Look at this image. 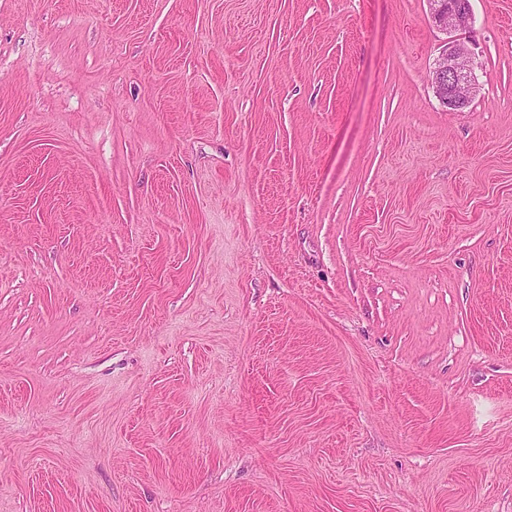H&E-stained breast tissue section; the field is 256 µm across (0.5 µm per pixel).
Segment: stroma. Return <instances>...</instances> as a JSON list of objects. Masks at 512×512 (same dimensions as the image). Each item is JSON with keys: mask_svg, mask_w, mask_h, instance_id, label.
Listing matches in <instances>:
<instances>
[{"mask_svg": "<svg viewBox=\"0 0 512 512\" xmlns=\"http://www.w3.org/2000/svg\"><path fill=\"white\" fill-rule=\"evenodd\" d=\"M0 0V512H512V0ZM436 27L452 35L432 72V85L439 101L452 112L467 109L476 95L472 53L462 38L471 25L470 0H428Z\"/></svg>", "mask_w": 512, "mask_h": 512, "instance_id": "1", "label": "stroma"}]
</instances>
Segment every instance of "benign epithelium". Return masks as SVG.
<instances>
[{
	"instance_id": "7a95c632",
	"label": "benign epithelium",
	"mask_w": 512,
	"mask_h": 512,
	"mask_svg": "<svg viewBox=\"0 0 512 512\" xmlns=\"http://www.w3.org/2000/svg\"><path fill=\"white\" fill-rule=\"evenodd\" d=\"M431 19L450 34L446 48L432 72V85L439 101L452 112H463L476 95L471 51L457 35L470 28V0H429Z\"/></svg>"
}]
</instances>
